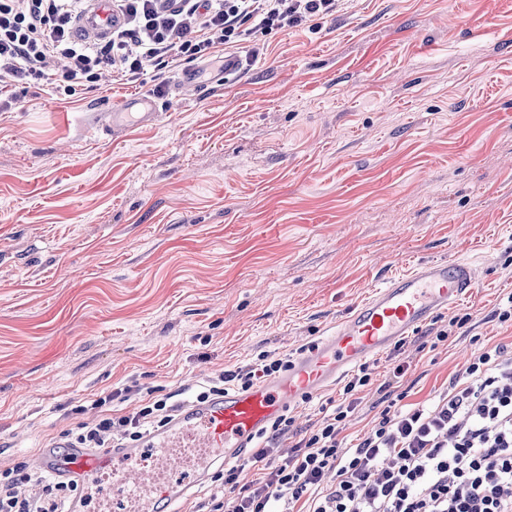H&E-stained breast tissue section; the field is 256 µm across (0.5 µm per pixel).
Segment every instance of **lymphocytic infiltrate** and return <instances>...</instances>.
Masks as SVG:
<instances>
[{"instance_id":"f902f5d3","label":"lymphocytic infiltrate","mask_w":512,"mask_h":512,"mask_svg":"<svg viewBox=\"0 0 512 512\" xmlns=\"http://www.w3.org/2000/svg\"><path fill=\"white\" fill-rule=\"evenodd\" d=\"M341 0H112L121 23L111 36L86 42L77 33L83 0H0V94L12 85L49 86L58 100L94 88L103 72L141 80L147 67L164 69L217 60L257 37L313 26L334 16ZM285 358L220 374L244 390L286 371ZM360 367L332 414L274 460L293 423L281 416L254 461L260 476L244 481L245 464L215 475V490L196 512H512V355L495 346L452 376L426 407L384 408L364 438L341 452L343 422L369 385ZM168 398L138 400L131 410L81 424L71 439L81 448L137 441L164 423ZM42 492L31 496L30 484ZM238 490L232 505L224 494ZM79 486L23 466L0 472V512H67Z\"/></svg>"}]
</instances>
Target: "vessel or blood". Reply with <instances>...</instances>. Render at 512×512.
Wrapping results in <instances>:
<instances>
[{"mask_svg": "<svg viewBox=\"0 0 512 512\" xmlns=\"http://www.w3.org/2000/svg\"><path fill=\"white\" fill-rule=\"evenodd\" d=\"M119 23L110 0L94 3L78 23L80 36H110ZM155 102L122 100L101 124L112 133L156 121ZM478 269L461 258L430 261L377 287L300 352L283 374L246 390L181 403L170 422L133 445L106 451H42L37 468L94 486L99 512H173L189 490L209 482L215 467L236 460L283 411L321 394L346 374L412 335L473 288Z\"/></svg>", "mask_w": 512, "mask_h": 512, "instance_id": "b4317fda", "label": "vessel or blood"}]
</instances>
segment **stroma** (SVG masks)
Listing matches in <instances>:
<instances>
[{
    "label": "stroma",
    "mask_w": 512,
    "mask_h": 512,
    "mask_svg": "<svg viewBox=\"0 0 512 512\" xmlns=\"http://www.w3.org/2000/svg\"><path fill=\"white\" fill-rule=\"evenodd\" d=\"M242 70L112 78L70 104L18 91L0 112V469L31 464L126 386L183 401L260 355H295L385 281L452 257L479 270L369 360L342 435L385 395L424 403L512 342V0H345ZM156 123L100 139L92 112L153 93ZM405 370L394 376L395 363Z\"/></svg>",
    "instance_id": "stroma-1"
}]
</instances>
